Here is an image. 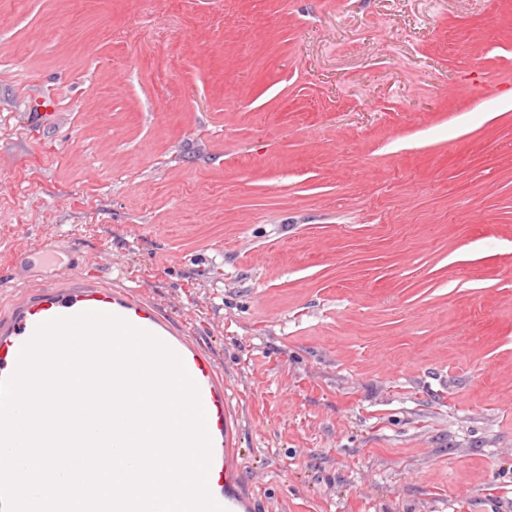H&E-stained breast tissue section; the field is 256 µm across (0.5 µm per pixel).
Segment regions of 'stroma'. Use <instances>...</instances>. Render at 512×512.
Wrapping results in <instances>:
<instances>
[{
    "label": "stroma",
    "instance_id": "obj_1",
    "mask_svg": "<svg viewBox=\"0 0 512 512\" xmlns=\"http://www.w3.org/2000/svg\"><path fill=\"white\" fill-rule=\"evenodd\" d=\"M49 234L216 353L259 512H512V0H0V283Z\"/></svg>",
    "mask_w": 512,
    "mask_h": 512
}]
</instances>
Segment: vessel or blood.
I'll return each instance as SVG.
<instances>
[{"instance_id":"vessel-or-blood-1","label":"vessel or blood","mask_w":512,"mask_h":512,"mask_svg":"<svg viewBox=\"0 0 512 512\" xmlns=\"http://www.w3.org/2000/svg\"><path fill=\"white\" fill-rule=\"evenodd\" d=\"M84 312L120 317L131 326L160 339L177 354L195 382L202 406L209 413L206 428L211 440L207 483L225 512H255L252 497L239 488L235 421L224 394V373L194 332L136 289L109 284L82 263L59 268L37 290L13 297L7 314L0 315V380L10 377L23 347L37 328L56 318Z\"/></svg>"}]
</instances>
